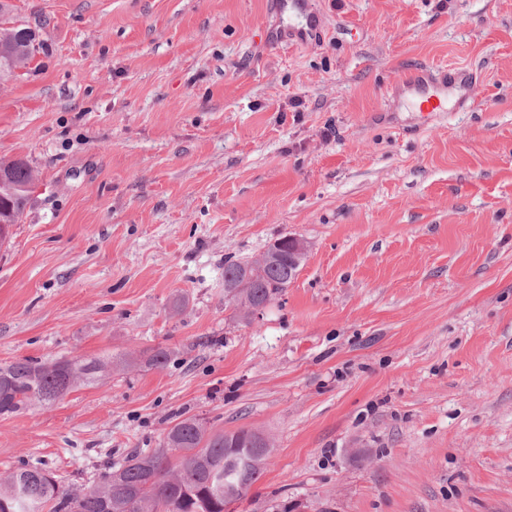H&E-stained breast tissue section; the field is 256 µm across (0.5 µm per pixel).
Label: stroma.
<instances>
[{
	"instance_id": "1",
	"label": "stroma",
	"mask_w": 512,
	"mask_h": 512,
	"mask_svg": "<svg viewBox=\"0 0 512 512\" xmlns=\"http://www.w3.org/2000/svg\"><path fill=\"white\" fill-rule=\"evenodd\" d=\"M8 2L41 50L0 158L39 179L0 365L135 364L0 417V474L88 486L183 414L272 440L232 512H512V0H314L289 46L270 0ZM422 64L476 71L473 111H384ZM287 235L298 275L243 319L225 261Z\"/></svg>"
}]
</instances>
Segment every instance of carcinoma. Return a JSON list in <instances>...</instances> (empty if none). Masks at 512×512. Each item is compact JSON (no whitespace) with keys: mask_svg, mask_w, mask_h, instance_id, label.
Here are the masks:
<instances>
[{"mask_svg":"<svg viewBox=\"0 0 512 512\" xmlns=\"http://www.w3.org/2000/svg\"><path fill=\"white\" fill-rule=\"evenodd\" d=\"M29 27L0 29V76L34 58ZM36 173L23 159L0 160V245L9 241L31 201ZM291 243L284 236L264 253V264L249 259L224 262V284L240 288L241 310L275 300L295 278ZM105 358L21 359L0 365V415L47 404L72 389L96 381ZM240 429L238 446L224 447V432L185 417L167 431L152 452L129 456L118 469L107 464L89 487L64 489L45 469L23 466L0 476V512H224L258 480L272 449L256 448ZM181 456L172 462L169 452Z\"/></svg>","mask_w":512,"mask_h":512,"instance_id":"carcinoma-1","label":"carcinoma"}]
</instances>
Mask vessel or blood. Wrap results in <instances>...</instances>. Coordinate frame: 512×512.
Masks as SVG:
<instances>
[{"label":"vessel or blood","mask_w":512,"mask_h":512,"mask_svg":"<svg viewBox=\"0 0 512 512\" xmlns=\"http://www.w3.org/2000/svg\"><path fill=\"white\" fill-rule=\"evenodd\" d=\"M277 13L287 19L289 43L316 39L323 29V19L312 11L309 0H272ZM476 80L463 67L423 66L414 69L396 82L394 89L409 97L422 112H442L447 107L463 112L472 103L471 89Z\"/></svg>","instance_id":"b4317fda"}]
</instances>
